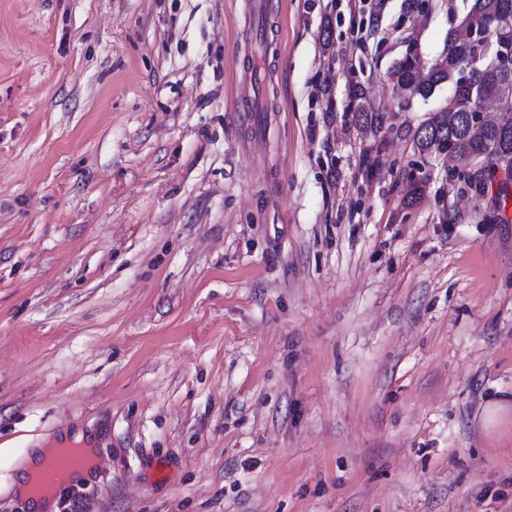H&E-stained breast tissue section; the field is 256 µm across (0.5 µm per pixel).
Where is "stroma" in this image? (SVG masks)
Returning a JSON list of instances; mask_svg holds the SVG:
<instances>
[{
  "label": "stroma",
  "mask_w": 512,
  "mask_h": 512,
  "mask_svg": "<svg viewBox=\"0 0 512 512\" xmlns=\"http://www.w3.org/2000/svg\"><path fill=\"white\" fill-rule=\"evenodd\" d=\"M370 3L266 0L243 124L247 0H0V512L67 430L85 512H512V179L414 149L452 83L382 80L465 2ZM258 80L252 82L251 88L248 91L242 92L239 96L238 110L240 116H237L239 120L249 121L252 112H259V105L261 102L259 96V84ZM345 112H352V118L356 124L370 129L374 135L382 133L386 124V113L375 112L367 103L364 91L358 86L353 87Z\"/></svg>",
  "instance_id": "stroma-1"
}]
</instances>
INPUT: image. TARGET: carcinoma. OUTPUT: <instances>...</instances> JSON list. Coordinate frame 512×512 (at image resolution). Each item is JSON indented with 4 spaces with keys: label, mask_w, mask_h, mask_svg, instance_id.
Returning a JSON list of instances; mask_svg holds the SVG:
<instances>
[{
    "label": "carcinoma",
    "mask_w": 512,
    "mask_h": 512,
    "mask_svg": "<svg viewBox=\"0 0 512 512\" xmlns=\"http://www.w3.org/2000/svg\"><path fill=\"white\" fill-rule=\"evenodd\" d=\"M512 9V0H473L459 23L448 33L444 57L435 63L419 57L403 56L391 66L402 83L412 85V97L429 98L442 84L455 82V114L478 109L497 97L502 103V119L488 126L469 129L453 120L448 109L435 113L409 131L412 145L423 156H441L442 143L453 141L448 155V175L468 186L481 181L484 173L498 163L512 165V67L500 64L499 47L512 46V27L487 38L473 36L480 23L495 16L503 7ZM345 111L356 124L382 133L386 113L376 112L367 103L363 89L353 87Z\"/></svg>",
    "instance_id": "1"
}]
</instances>
